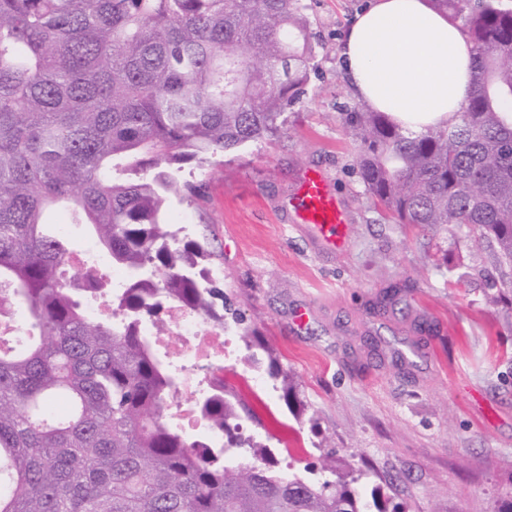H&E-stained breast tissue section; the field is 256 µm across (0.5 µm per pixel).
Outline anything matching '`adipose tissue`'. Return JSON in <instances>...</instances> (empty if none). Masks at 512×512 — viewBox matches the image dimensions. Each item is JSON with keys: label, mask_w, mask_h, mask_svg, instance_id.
Listing matches in <instances>:
<instances>
[{"label": "adipose tissue", "mask_w": 512, "mask_h": 512, "mask_svg": "<svg viewBox=\"0 0 512 512\" xmlns=\"http://www.w3.org/2000/svg\"><path fill=\"white\" fill-rule=\"evenodd\" d=\"M353 96L418 133L453 124L473 78L471 46L427 0H374L341 46Z\"/></svg>", "instance_id": "ef3b65f1"}]
</instances>
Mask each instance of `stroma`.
<instances>
[{
    "label": "stroma",
    "instance_id": "stroma-1",
    "mask_svg": "<svg viewBox=\"0 0 512 512\" xmlns=\"http://www.w3.org/2000/svg\"><path fill=\"white\" fill-rule=\"evenodd\" d=\"M304 2L317 68L285 133L195 170L201 199L170 208L258 333L249 344L226 324L231 346L198 376L236 388L250 409L245 434L280 470L304 474L329 451L367 471L363 486L393 480L401 512H496L512 494V304L487 299L512 282V267L463 232L392 223L372 201L341 116L358 102L338 53L369 0ZM312 169L348 214L343 247L324 245L286 208ZM389 291L393 302L375 311ZM274 360L294 398L271 376Z\"/></svg>",
    "mask_w": 512,
    "mask_h": 512
}]
</instances>
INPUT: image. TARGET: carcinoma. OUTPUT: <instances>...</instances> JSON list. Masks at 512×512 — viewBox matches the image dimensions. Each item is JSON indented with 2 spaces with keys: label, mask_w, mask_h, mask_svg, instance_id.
I'll list each match as a JSON object with an SVG mask.
<instances>
[{
  "label": "carcinoma",
  "mask_w": 512,
  "mask_h": 512,
  "mask_svg": "<svg viewBox=\"0 0 512 512\" xmlns=\"http://www.w3.org/2000/svg\"><path fill=\"white\" fill-rule=\"evenodd\" d=\"M471 44L474 78L451 127L408 133L346 113L366 192L394 223L465 231L512 266V8L428 0ZM301 0H0V284L24 312L0 338V512H388L383 489L332 454L324 478L278 470L242 435L250 413L221 378L198 395L204 428L166 420L178 375L145 329L163 303L242 324L211 253L168 220L181 181L285 131L316 37ZM64 205L112 266L71 271ZM112 300V322L83 302ZM249 454L254 466H233Z\"/></svg>",
  "instance_id": "cac0c4a2"
}]
</instances>
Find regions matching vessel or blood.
<instances>
[{
    "label": "vessel or blood",
    "instance_id": "obj_1",
    "mask_svg": "<svg viewBox=\"0 0 512 512\" xmlns=\"http://www.w3.org/2000/svg\"><path fill=\"white\" fill-rule=\"evenodd\" d=\"M291 205L295 223L308 225L328 246L343 245L348 216L321 172L305 173Z\"/></svg>",
    "mask_w": 512,
    "mask_h": 512
}]
</instances>
